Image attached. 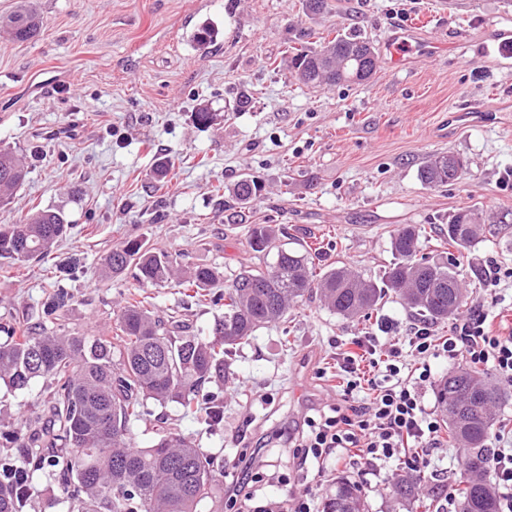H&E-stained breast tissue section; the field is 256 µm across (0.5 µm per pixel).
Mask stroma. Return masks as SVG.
<instances>
[{
  "label": "stroma",
  "mask_w": 512,
  "mask_h": 512,
  "mask_svg": "<svg viewBox=\"0 0 512 512\" xmlns=\"http://www.w3.org/2000/svg\"><path fill=\"white\" fill-rule=\"evenodd\" d=\"M327 13L305 14L303 0H0V18L21 6L40 14L39 34L0 46V146L21 157L28 175L9 224L32 208L61 211L70 230L42 261L0 260V323L38 322L55 287L68 300L58 326L85 335L115 334L129 297L159 316H176L192 333L210 336L224 314V283L268 265L253 252L254 224L283 228L279 242L304 246L317 267L345 265L379 278L392 260L390 236L403 224L425 228L421 252L464 274L468 310L480 309L495 333L512 331V279L488 287L491 264L512 269V112L500 123L460 129L462 103L512 94V69L498 67L485 45L492 27H512L506 0H328ZM219 30L201 50L190 31L202 21ZM419 26L418 41L437 44L396 65L386 50L395 29ZM360 32L378 64L361 84L311 87L280 67L291 48L327 35ZM250 110L231 111L236 94ZM208 105L216 124L202 128L192 112ZM436 152L460 155L463 178L438 187L418 170ZM174 173L152 179L159 162ZM262 181L259 197L225 209L243 174ZM464 207L479 209L489 232L468 249L444 248L443 230ZM130 241L170 252L181 270L217 268L214 288L152 286L134 270L106 279L99 267ZM419 319L395 296L365 318L330 311L306 298L241 347L224 378L206 392L224 404V419L147 401L131 430L137 446L172 423L235 477L252 462L260 496L285 497L289 487L324 498L329 481L297 470L285 439L304 416L339 404L328 388L340 381L343 353L375 336L380 347L404 341ZM41 408L39 387H0V419L22 428ZM290 478L276 483L277 475ZM336 476L356 481L369 512H456L442 490L423 484L417 503L400 504L389 487L395 462L339 464ZM24 512H68L50 467L35 471Z\"/></svg>",
  "instance_id": "35a3bbf8"
}]
</instances>
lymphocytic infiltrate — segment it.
I'll use <instances>...</instances> for the list:
<instances>
[{"mask_svg":"<svg viewBox=\"0 0 512 512\" xmlns=\"http://www.w3.org/2000/svg\"><path fill=\"white\" fill-rule=\"evenodd\" d=\"M485 323V314L478 310L443 341L418 329L407 347L393 344L382 355L375 337L360 341V353L345 355L340 365L347 375L343 407L332 416L305 418L307 430L298 436L300 460L311 461L321 477L343 460L371 465L392 460L403 469L436 477L432 454L440 444L441 421L427 410L421 396L432 378L429 358L486 364L512 385V332L494 334ZM363 353L372 355L375 370L367 380L360 376ZM494 442L490 464L496 490L503 507L512 512V436L499 432Z\"/></svg>","mask_w":512,"mask_h":512,"instance_id":"obj_1","label":"lymphocytic infiltrate"}]
</instances>
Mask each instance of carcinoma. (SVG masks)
<instances>
[{"instance_id": "obj_1", "label": "carcinoma", "mask_w": 512, "mask_h": 512, "mask_svg": "<svg viewBox=\"0 0 512 512\" xmlns=\"http://www.w3.org/2000/svg\"><path fill=\"white\" fill-rule=\"evenodd\" d=\"M12 40L25 42L40 31V17L21 8L4 24ZM288 72L304 83L321 86L363 82L371 78L377 57L370 42L354 34L323 39L315 47H294L283 60ZM464 160L454 154L427 156L419 177L427 186L453 183L462 176ZM27 167L9 149H0V207L10 204L24 183ZM263 185L250 174L232 189V201L249 203ZM62 215L50 210H31L13 224H0V259L24 264L45 257L66 235ZM484 231L482 214L467 207L448 222V245L457 249L474 246ZM278 237L270 224L250 227L247 243L252 251L269 252ZM425 231L404 224L391 235L393 262L382 284L355 274L344 266L322 272L310 261L309 252L281 248L266 268L245 270L224 286V316L214 323L207 340L186 331L181 319H163L140 301L130 299L120 309L119 334L84 336L8 322L0 327V385L11 392L43 384L42 409L26 429L0 431L6 447L59 448L50 460L69 499V512H198L201 504L216 499V486L224 470L175 428L157 433L152 445H134L131 425L143 413L144 402L176 403L184 409H206L209 422L221 419L222 404L202 390V385L224 375L237 349L254 333L288 315V310L317 291L327 307L344 319L368 314L388 293L400 296L409 308L431 323L455 316L468 304L458 267L418 257ZM137 270L139 280L162 285L175 276L174 261L136 241L113 251L102 275ZM218 271L199 266L181 276L186 288H207ZM500 399L499 387L478 370L460 367L441 378L437 386L439 407L449 436L464 448L460 479L452 485L458 512H500L494 486L482 479L489 463L486 441L494 426L491 411L467 412L471 395ZM15 457L0 455V512H21L30 483L13 477ZM424 478L407 471L390 488L391 496L410 502ZM322 512H366L359 485L347 478L336 480L326 494Z\"/></svg>"}]
</instances>
